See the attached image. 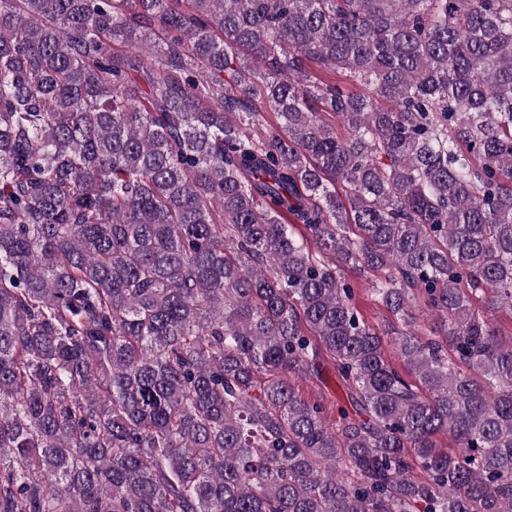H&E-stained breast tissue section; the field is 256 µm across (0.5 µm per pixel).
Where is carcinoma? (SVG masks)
<instances>
[{"mask_svg": "<svg viewBox=\"0 0 512 512\" xmlns=\"http://www.w3.org/2000/svg\"><path fill=\"white\" fill-rule=\"evenodd\" d=\"M507 307L512 0H0V512H512ZM343 274L354 289L353 304L366 324L381 332L404 328L403 321L389 313L378 302L372 290L377 279L383 277V271L346 268ZM323 363L327 374L325 377L327 385L312 380L299 381L300 394L307 400L323 401L328 408V417L336 420L337 410L340 406L345 405L346 397L343 390L336 384L331 359L324 355Z\"/></svg>", "mask_w": 512, "mask_h": 512, "instance_id": "1", "label": "carcinoma"}]
</instances>
